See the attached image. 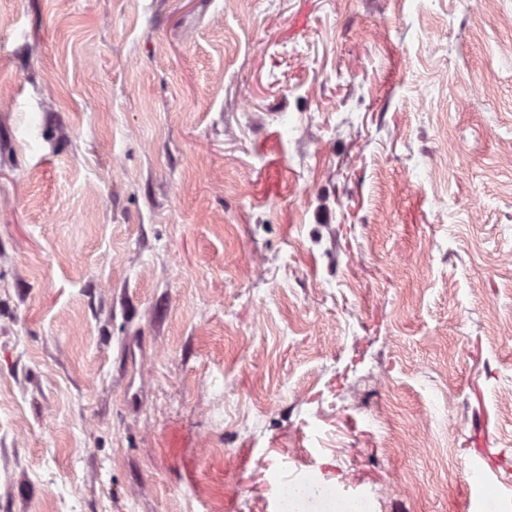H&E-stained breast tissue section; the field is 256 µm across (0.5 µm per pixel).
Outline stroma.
<instances>
[{
	"instance_id": "1",
	"label": "stroma",
	"mask_w": 512,
	"mask_h": 512,
	"mask_svg": "<svg viewBox=\"0 0 512 512\" xmlns=\"http://www.w3.org/2000/svg\"><path fill=\"white\" fill-rule=\"evenodd\" d=\"M512 505V0H0V512Z\"/></svg>"
}]
</instances>
